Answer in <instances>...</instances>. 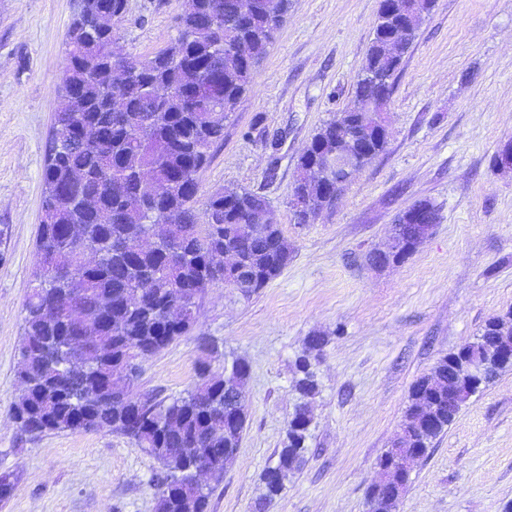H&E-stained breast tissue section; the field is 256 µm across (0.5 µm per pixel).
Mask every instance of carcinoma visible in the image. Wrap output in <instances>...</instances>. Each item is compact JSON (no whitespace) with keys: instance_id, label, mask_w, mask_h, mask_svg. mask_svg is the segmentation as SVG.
<instances>
[{"instance_id":"obj_1","label":"carcinoma","mask_w":512,"mask_h":512,"mask_svg":"<svg viewBox=\"0 0 512 512\" xmlns=\"http://www.w3.org/2000/svg\"><path fill=\"white\" fill-rule=\"evenodd\" d=\"M237 0H186L178 35L151 57L124 62L131 79L116 88L108 79L121 54L116 25L127 0H79L68 34L60 89L65 99L55 118L43 171L44 201L33 286L24 307L18 345V377L24 389L12 406L20 431L32 439L63 431H115L132 439L161 466L153 483L157 512H208L209 486L193 475L200 453L223 480L224 463L239 448L246 425L244 403L226 398L238 392L249 367L224 359V373L200 369V381L179 396L129 388L139 377L138 360L185 335L196 320L200 285L221 281L245 298L266 287L288 266L291 244L278 224H258L262 209L247 189L212 194L204 212L196 209L199 172L212 145L224 137V120L250 88L256 67L288 18L292 0H277L276 16L257 11L239 17ZM378 13L363 69L374 70L392 94L404 56L413 44L420 17L407 21L401 51L385 57L378 43L386 36ZM248 43L252 53L224 61V41ZM194 85L211 89L208 98L185 94ZM373 80L355 83L352 100L326 121L297 159V178L314 181L310 154L336 129L352 125L375 98ZM388 137L368 133L357 147L375 155ZM251 229L243 260L224 267V253L240 244L241 225ZM181 309L177 319L170 309ZM512 310L487 320L474 340L438 360L412 385L402 427L415 441L397 447L432 451L434 440L461 407L448 405L456 360L482 363L512 349ZM309 337L296 366L300 402L291 421L308 413L306 399L318 383L312 360L323 345ZM310 427L287 431L274 465L264 471L266 493L258 506L286 488L304 463ZM368 512H390L392 504L366 491Z\"/></svg>"}]
</instances>
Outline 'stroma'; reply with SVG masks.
I'll return each mask as SVG.
<instances>
[{
	"label": "stroma",
	"instance_id": "35a3bbf8",
	"mask_svg": "<svg viewBox=\"0 0 512 512\" xmlns=\"http://www.w3.org/2000/svg\"><path fill=\"white\" fill-rule=\"evenodd\" d=\"M380 0H293L198 174L197 209L223 189L265 196L293 248L288 266L243 298L204 289L189 333L143 360L137 392L172 397L199 364L243 359L247 422L209 512H254L294 412L295 361L313 365L305 462L265 512H366L376 463L400 430L412 384L512 308V0H436L403 59L385 150L307 224L289 209L296 160L347 105ZM76 0H0V473L17 479L0 512H155L156 460L124 435L33 440L11 416L18 343L44 199L45 154ZM184 0H128L118 25L141 59L177 34ZM439 222L403 263L371 268L397 216L420 200ZM213 353H204L202 341ZM399 512H503L512 504V370L465 404L432 454L411 466Z\"/></svg>",
	"mask_w": 512,
	"mask_h": 512
}]
</instances>
